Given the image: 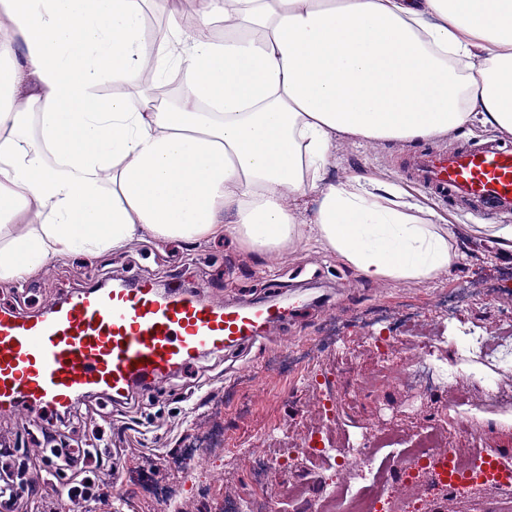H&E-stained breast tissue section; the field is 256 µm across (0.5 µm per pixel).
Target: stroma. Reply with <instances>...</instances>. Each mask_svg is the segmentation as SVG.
<instances>
[{
  "instance_id": "obj_1",
  "label": "stroma",
  "mask_w": 512,
  "mask_h": 512,
  "mask_svg": "<svg viewBox=\"0 0 512 512\" xmlns=\"http://www.w3.org/2000/svg\"><path fill=\"white\" fill-rule=\"evenodd\" d=\"M413 144L357 143L337 138L327 178L365 176L405 188L411 202L441 216L455 257L446 272L423 281L365 279L314 235L288 250L256 256L232 236L190 244L144 239L98 258L63 256L22 282L0 281V308L21 314L46 310L70 293L112 279H148L204 293L221 305L290 298L299 308L256 341L205 353L131 400L100 395L83 401L66 427L48 435L24 410L0 411V440L11 442L26 468L41 451L66 443L109 447L112 466L102 479L116 489L93 497L83 512H228L239 499L305 512L326 493L329 464L289 470L291 442L321 432L338 447L389 428L410 438L442 427L454 447L489 442L512 458V401L454 404L449 392L473 385L512 387V361L472 349L470 337L493 332L512 313V248L486 217L462 216L408 186L404 164ZM369 336L397 345L386 370L374 372ZM436 348L442 386L426 398L407 388L405 372L426 339ZM271 470L257 479L248 454ZM303 485L302 501L288 497Z\"/></svg>"
}]
</instances>
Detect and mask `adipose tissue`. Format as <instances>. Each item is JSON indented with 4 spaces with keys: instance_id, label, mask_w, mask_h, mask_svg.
I'll return each instance as SVG.
<instances>
[{
    "instance_id": "obj_1",
    "label": "adipose tissue",
    "mask_w": 512,
    "mask_h": 512,
    "mask_svg": "<svg viewBox=\"0 0 512 512\" xmlns=\"http://www.w3.org/2000/svg\"><path fill=\"white\" fill-rule=\"evenodd\" d=\"M0 0V280L148 236L232 233L249 252L302 236L292 207L370 280L424 281L447 229L394 184L326 179L336 138L409 143L480 117L512 134V0ZM223 24L224 37L213 34ZM181 76L176 109L133 108L145 64Z\"/></svg>"
}]
</instances>
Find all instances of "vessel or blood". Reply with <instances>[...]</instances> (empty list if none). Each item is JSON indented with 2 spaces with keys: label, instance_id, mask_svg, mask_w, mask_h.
<instances>
[{
  "label": "vessel or blood",
  "instance_id": "vessel-or-blood-1",
  "mask_svg": "<svg viewBox=\"0 0 512 512\" xmlns=\"http://www.w3.org/2000/svg\"><path fill=\"white\" fill-rule=\"evenodd\" d=\"M408 170L410 183L460 214L512 217V144L427 147ZM286 313L279 302L215 305L144 281L91 286L39 315L0 309V409L24 406L48 427L46 411L74 409L92 394L121 400L202 353L255 341Z\"/></svg>",
  "mask_w": 512,
  "mask_h": 512
}]
</instances>
